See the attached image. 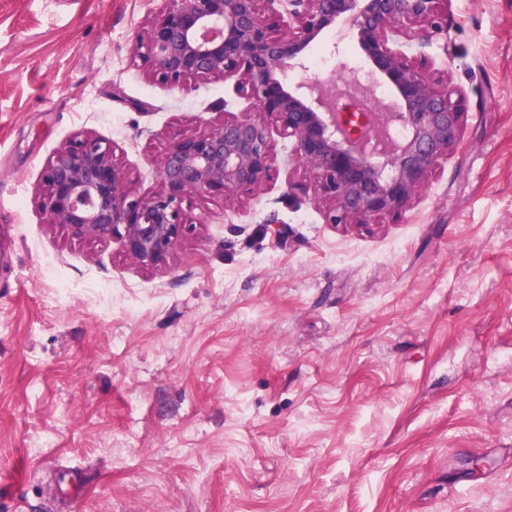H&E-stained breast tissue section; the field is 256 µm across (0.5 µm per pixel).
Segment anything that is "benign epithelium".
<instances>
[{"label": "benign epithelium", "instance_id": "7a95c632", "mask_svg": "<svg viewBox=\"0 0 512 512\" xmlns=\"http://www.w3.org/2000/svg\"><path fill=\"white\" fill-rule=\"evenodd\" d=\"M134 53L164 83L222 75L253 109L222 125L173 138L157 166L160 191L133 196L104 140L75 136L43 173V207L52 224L80 239H117L128 257L168 264L196 221L193 195L233 198L258 189L274 171L270 125L292 139L314 179L326 221L362 226L398 215L422 188L439 157L460 140L461 116L448 87L426 60L405 49L441 26L448 0H284L288 17L267 0H163ZM336 30L355 39L370 77L352 74L346 93L377 99L378 112H340L330 81L304 76L309 49Z\"/></svg>", "mask_w": 512, "mask_h": 512}]
</instances>
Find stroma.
I'll return each mask as SVG.
<instances>
[{"label": "stroma", "mask_w": 512, "mask_h": 512, "mask_svg": "<svg viewBox=\"0 0 512 512\" xmlns=\"http://www.w3.org/2000/svg\"><path fill=\"white\" fill-rule=\"evenodd\" d=\"M161 5L0 0V512H512V0L419 47L461 135L401 215L327 223L275 130L155 269L41 201L76 134L150 197L173 132L249 109L134 59Z\"/></svg>", "instance_id": "35a3bbf8"}]
</instances>
